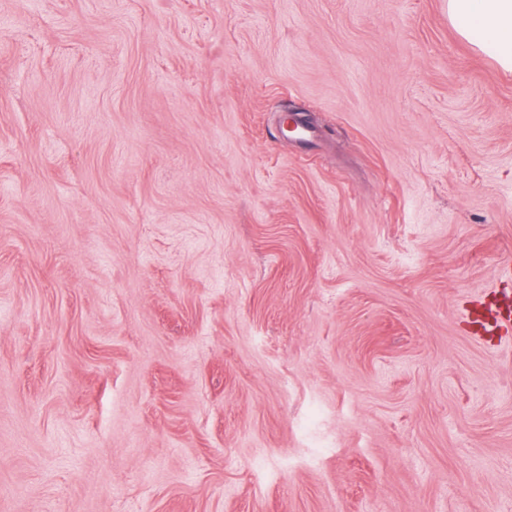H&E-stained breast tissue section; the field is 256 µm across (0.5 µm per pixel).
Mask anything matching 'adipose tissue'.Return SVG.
<instances>
[{
	"mask_svg": "<svg viewBox=\"0 0 512 512\" xmlns=\"http://www.w3.org/2000/svg\"><path fill=\"white\" fill-rule=\"evenodd\" d=\"M458 35L512 71V0H448Z\"/></svg>",
	"mask_w": 512,
	"mask_h": 512,
	"instance_id": "ef3b65f1",
	"label": "adipose tissue"
}]
</instances>
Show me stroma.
Instances as JSON below:
<instances>
[{"instance_id": "35a3bbf8", "label": "stroma", "mask_w": 512, "mask_h": 512, "mask_svg": "<svg viewBox=\"0 0 512 512\" xmlns=\"http://www.w3.org/2000/svg\"><path fill=\"white\" fill-rule=\"evenodd\" d=\"M508 252L448 0H0V512H512Z\"/></svg>"}]
</instances>
